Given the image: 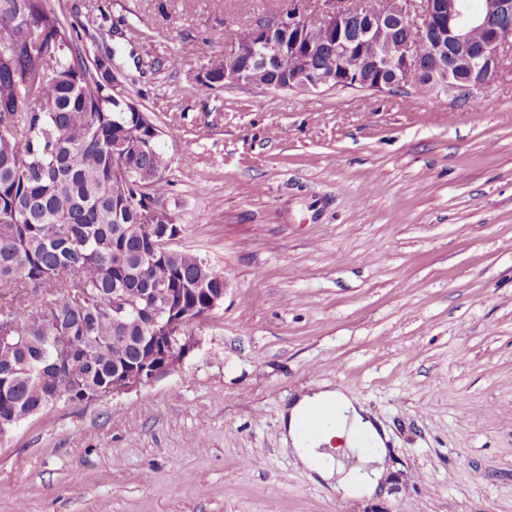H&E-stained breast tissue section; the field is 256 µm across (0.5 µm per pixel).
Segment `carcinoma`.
<instances>
[{"instance_id": "obj_1", "label": "carcinoma", "mask_w": 512, "mask_h": 512, "mask_svg": "<svg viewBox=\"0 0 512 512\" xmlns=\"http://www.w3.org/2000/svg\"><path fill=\"white\" fill-rule=\"evenodd\" d=\"M45 2L0 0V441L49 406L93 403L116 363L146 365L143 309L188 329L185 311L201 320L224 287L169 248L183 233L164 205L170 159L112 53L86 61L78 28ZM224 40L256 54L243 26Z\"/></svg>"}]
</instances>
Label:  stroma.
<instances>
[{
  "label": "stroma",
  "instance_id": "35a3bbf8",
  "mask_svg": "<svg viewBox=\"0 0 512 512\" xmlns=\"http://www.w3.org/2000/svg\"><path fill=\"white\" fill-rule=\"evenodd\" d=\"M47 4L160 129L173 246L225 291L172 374L1 440L0 512H512V71L463 92H201L225 31L288 0ZM314 385L386 428L374 497L338 499L284 446Z\"/></svg>",
  "mask_w": 512,
  "mask_h": 512
}]
</instances>
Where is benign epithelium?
Masks as SVG:
<instances>
[{"label":"benign epithelium","mask_w":512,"mask_h":512,"mask_svg":"<svg viewBox=\"0 0 512 512\" xmlns=\"http://www.w3.org/2000/svg\"><path fill=\"white\" fill-rule=\"evenodd\" d=\"M326 7L310 10L306 0H294L287 12L276 17H265L251 24L256 44L264 49V57L255 59L260 64L275 65L284 71L288 82H265L263 86L275 91L292 90L300 85L308 89L339 86L336 69L315 72L309 62L323 49H329L336 61L359 56L382 75L388 70L428 67L426 86L451 87L468 90L490 83L498 74L503 56L512 53V41L498 36L497 22L512 19V0H482L473 10L465 0H350L347 6L336 5V0H323ZM317 15L324 21L318 30L305 27V19ZM368 16L356 39L347 36L350 19ZM397 20L417 32L418 46L394 40L387 36L389 25ZM288 31V43L274 37L276 30ZM484 39L476 41V32ZM373 42L376 57H364V44ZM224 72L221 82L235 85L244 82V64L235 63L231 47L224 48V56L214 60L209 71ZM402 83L400 79L374 82L354 79L352 85L384 92ZM158 365L139 370L127 365L112 370V392L118 395L138 391L179 369L184 360L199 346V339L189 332L177 331L165 338L154 337Z\"/></svg>","instance_id":"benign-epithelium-1"}]
</instances>
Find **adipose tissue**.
<instances>
[{"label": "adipose tissue", "mask_w": 512, "mask_h": 512, "mask_svg": "<svg viewBox=\"0 0 512 512\" xmlns=\"http://www.w3.org/2000/svg\"><path fill=\"white\" fill-rule=\"evenodd\" d=\"M329 405L334 408L332 422L319 437L306 438V423ZM283 425V440L291 445L302 465L333 482L342 496L369 497L382 488L387 475V435L340 390L326 388L296 400L284 415ZM363 438L371 446L370 453H363L359 447Z\"/></svg>", "instance_id": "obj_1"}]
</instances>
